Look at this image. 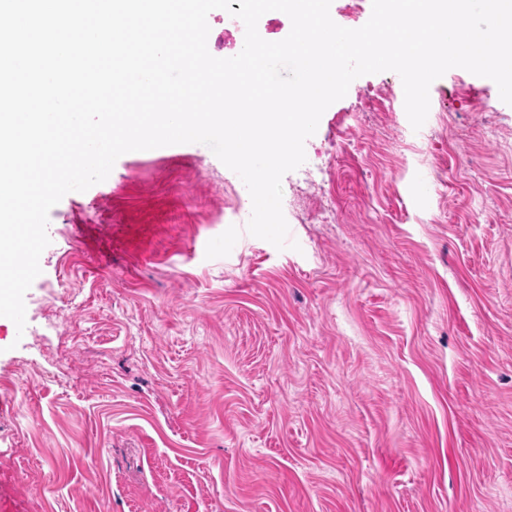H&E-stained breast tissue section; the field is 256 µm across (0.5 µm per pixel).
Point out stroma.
<instances>
[{
    "instance_id": "stroma-1",
    "label": "stroma",
    "mask_w": 512,
    "mask_h": 512,
    "mask_svg": "<svg viewBox=\"0 0 512 512\" xmlns=\"http://www.w3.org/2000/svg\"><path fill=\"white\" fill-rule=\"evenodd\" d=\"M429 99L413 129L387 71L326 109L305 164L337 221L286 173L295 251L202 144L52 208L26 327L0 319L26 512H512V106L461 68Z\"/></svg>"
}]
</instances>
